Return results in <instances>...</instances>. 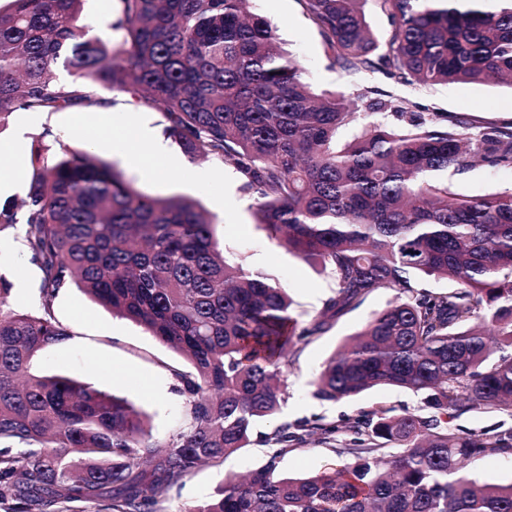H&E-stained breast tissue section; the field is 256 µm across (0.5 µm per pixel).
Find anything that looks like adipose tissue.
Returning <instances> with one entry per match:
<instances>
[{
    "label": "adipose tissue",
    "instance_id": "1",
    "mask_svg": "<svg viewBox=\"0 0 512 512\" xmlns=\"http://www.w3.org/2000/svg\"><path fill=\"white\" fill-rule=\"evenodd\" d=\"M132 126L133 138L118 137L115 128L119 125ZM78 134L86 146L110 149L113 154L129 161L142 175L152 176L157 172L156 162L165 159L167 167H178V158L168 155L160 139L147 124L132 120L131 116L122 113L113 116L110 123H89L83 125Z\"/></svg>",
    "mask_w": 512,
    "mask_h": 512
}]
</instances>
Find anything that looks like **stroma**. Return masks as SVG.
<instances>
[{
    "mask_svg": "<svg viewBox=\"0 0 512 512\" xmlns=\"http://www.w3.org/2000/svg\"><path fill=\"white\" fill-rule=\"evenodd\" d=\"M252 9L276 28L292 53L305 65L310 80L321 91L342 90L346 94L372 87L392 91L404 98L409 110L438 112L449 122L476 126L512 125V88L502 84L437 85L424 90L395 83L384 70L345 71L327 57L318 29L304 13L300 0H253ZM110 98L109 106L91 112L62 110L32 118L30 113L14 114L8 130L0 139L9 140L14 130L27 127L28 138L72 127L79 123L105 122L113 114H141L161 132V114L157 108L131 104L123 95L102 90ZM170 155L181 158V165L158 177L135 171L108 149H98L100 159L114 164L134 186L155 197L185 196L195 199L216 226V236L225 257L244 268L265 274L273 282L288 288L302 320L314 322L326 300L333 296L334 281L302 262L287 249L271 240L254 215V199L242 188V178L233 164L221 160L194 161L184 157L175 141H167ZM213 171L220 179L203 183L199 172ZM449 187L460 194L483 197L512 189V170L483 165L448 177ZM0 275L11 282L12 308L33 311L40 306L39 286L42 272L33 261L17 264L0 261ZM394 291L377 289L356 309L345 313L311 342L285 368L281 377L287 402L283 414L289 420L321 419L343 425L359 412L381 404L394 414L423 412L417 396L399 388L375 390L354 400L325 402L312 397L311 383L325 362L344 341L359 332L377 312L385 309ZM55 318L67 326L71 337L56 345L36 362L46 373H62L81 378L98 389L126 399L150 417L156 439L175 434L185 419L186 399L180 391L177 373L190 366L180 355L159 343L142 327L114 316L75 285L62 288L53 302ZM337 452L323 445L295 449L279 460L283 474H314L335 464ZM269 459V449L259 437H252L245 448L227 458L222 466H204L185 478L180 490L172 492L164 504L165 512H184L185 508L209 497L233 475L259 469Z\"/></svg>",
    "mask_w": 512,
    "mask_h": 512,
    "instance_id": "obj_1",
    "label": "stroma"
}]
</instances>
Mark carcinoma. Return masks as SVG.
Listing matches in <instances>:
<instances>
[{
    "instance_id": "obj_1",
    "label": "carcinoma",
    "mask_w": 512,
    "mask_h": 512,
    "mask_svg": "<svg viewBox=\"0 0 512 512\" xmlns=\"http://www.w3.org/2000/svg\"><path fill=\"white\" fill-rule=\"evenodd\" d=\"M85 2L0 6V129L17 112L106 106L99 87L154 106L187 156L235 165L269 237L336 289L305 325L286 289L224 260L196 201L153 197L87 148L53 154L36 139L25 198L0 203V230L26 225L42 272L41 308L27 312L8 305L0 276V512H164L186 477L223 464L263 422L267 463L185 512H512V483L462 471L512 455V427L449 425L481 408L512 416V191L472 198L442 179L512 168V128L448 127L369 90L353 104L319 93L252 0H118L93 35ZM301 2L344 69L381 66L424 88L512 84V0H375L392 24L383 42L367 0ZM422 276L457 287L430 293ZM71 283L187 358L180 431L156 440L126 401L33 372L70 336L52 302ZM381 288L395 299L325 363L313 396L397 387L429 412H363L345 423L351 458L276 474L283 454L314 438L334 447L340 431L281 416L288 354Z\"/></svg>"
}]
</instances>
